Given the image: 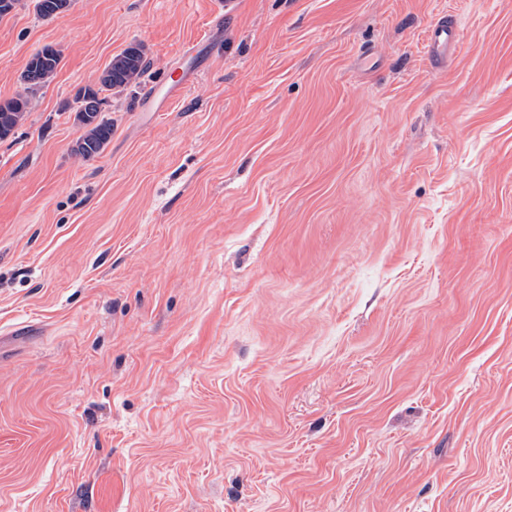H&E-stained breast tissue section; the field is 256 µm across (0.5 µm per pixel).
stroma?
Listing matches in <instances>:
<instances>
[{
  "instance_id": "1",
  "label": "stroma",
  "mask_w": 512,
  "mask_h": 512,
  "mask_svg": "<svg viewBox=\"0 0 512 512\" xmlns=\"http://www.w3.org/2000/svg\"><path fill=\"white\" fill-rule=\"evenodd\" d=\"M132 43L83 160L65 106ZM47 44L0 142V512H512V0H22L0 98ZM459 39L460 29L454 18L443 15L435 19L424 43L429 61L436 66H443L448 55L456 51ZM62 61L59 50L50 46L35 51L21 75L25 92L0 100V140L14 135L23 124L30 105V95L50 83Z\"/></svg>"
}]
</instances>
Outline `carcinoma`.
<instances>
[{
  "label": "carcinoma",
  "instance_id": "1",
  "mask_svg": "<svg viewBox=\"0 0 512 512\" xmlns=\"http://www.w3.org/2000/svg\"><path fill=\"white\" fill-rule=\"evenodd\" d=\"M71 0H35L37 14L50 20L68 10ZM62 61L59 50L50 46L35 51L21 75L25 92L9 99L0 100V140L9 138L23 124L30 105V95L50 83L56 76ZM146 72L144 48L132 44L115 55L103 71L98 83L86 85L76 95L77 107L74 120L81 135L73 146V152L90 161L97 158L112 137V122L104 119L101 93L112 89L124 90L139 83Z\"/></svg>",
  "mask_w": 512,
  "mask_h": 512
}]
</instances>
